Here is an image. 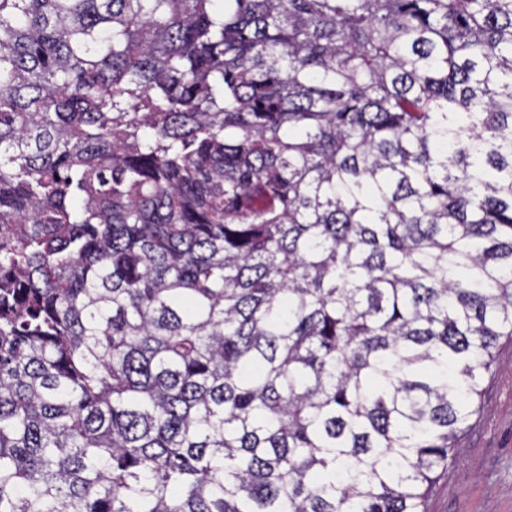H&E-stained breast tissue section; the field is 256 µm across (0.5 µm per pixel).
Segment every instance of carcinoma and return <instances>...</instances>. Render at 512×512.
I'll use <instances>...</instances> for the list:
<instances>
[{
  "instance_id": "cac0c4a2",
  "label": "carcinoma",
  "mask_w": 512,
  "mask_h": 512,
  "mask_svg": "<svg viewBox=\"0 0 512 512\" xmlns=\"http://www.w3.org/2000/svg\"><path fill=\"white\" fill-rule=\"evenodd\" d=\"M512 337V0H0V512H425Z\"/></svg>"
}]
</instances>
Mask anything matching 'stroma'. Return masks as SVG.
Here are the masks:
<instances>
[{
  "label": "stroma",
  "mask_w": 512,
  "mask_h": 512,
  "mask_svg": "<svg viewBox=\"0 0 512 512\" xmlns=\"http://www.w3.org/2000/svg\"><path fill=\"white\" fill-rule=\"evenodd\" d=\"M496 358L471 427L455 462L437 479L427 512H512V338L500 339Z\"/></svg>",
  "instance_id": "35a3bbf8"
}]
</instances>
